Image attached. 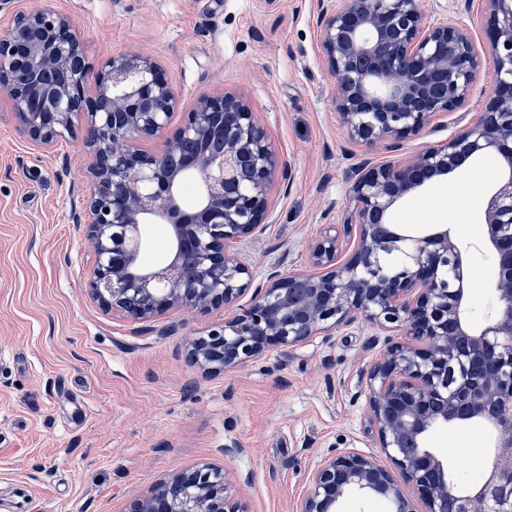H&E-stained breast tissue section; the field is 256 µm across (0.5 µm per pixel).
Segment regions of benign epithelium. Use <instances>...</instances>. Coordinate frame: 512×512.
<instances>
[{
  "label": "benign epithelium",
  "mask_w": 512,
  "mask_h": 512,
  "mask_svg": "<svg viewBox=\"0 0 512 512\" xmlns=\"http://www.w3.org/2000/svg\"><path fill=\"white\" fill-rule=\"evenodd\" d=\"M495 90L475 123L437 144L352 172L353 208L342 227L311 241L304 266L255 283L239 245L262 230L282 162L249 103L224 92L199 96L183 125L155 152L178 92L159 65L138 54L95 68L71 18L51 8L17 10L0 33V95L28 140L48 151L82 142L88 186L76 222L92 254V301L114 319L147 322L169 308L231 306L242 313L189 342L188 360L222 371L366 322L400 327L368 372L371 453L332 450L307 477L298 512H343L358 494L392 512H512V0H485ZM321 48L336 77V105L350 139L392 151L467 106L479 69L468 29L434 23L419 0H328ZM93 95H86L89 82ZM497 152L503 168L484 202L485 244L496 261V308L474 329L467 318V265L450 230L414 234L390 221L399 203L470 158ZM198 178L197 217L182 223L185 177ZM109 212H104V209ZM144 224L171 225L173 261L141 265ZM354 252L341 259L343 243ZM423 343L426 348L418 347ZM477 420L494 440L490 465L471 485L448 481V462L426 447L440 425ZM236 476L208 464L174 473L129 512H248Z\"/></svg>",
  "instance_id": "7a95c632"
}]
</instances>
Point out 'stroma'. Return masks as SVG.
Listing matches in <instances>:
<instances>
[{
  "mask_svg": "<svg viewBox=\"0 0 512 512\" xmlns=\"http://www.w3.org/2000/svg\"><path fill=\"white\" fill-rule=\"evenodd\" d=\"M69 13L89 59L141 53L179 91L177 130L203 92L247 100L289 180L268 198L261 232L246 239L255 279L299 268L307 244L347 213L356 164H381L383 148L348 140L336 79L320 45L321 0H26ZM432 20L466 25L482 58L466 107L476 119L494 94L483 0H420ZM79 141L33 150L0 96V512L17 488L30 512H127L175 472L210 464L237 473L249 512H296L310 470L333 446L368 451L367 370L382 358L377 328L355 324L260 360L205 372L186 356L228 309H170L150 322L116 321L85 285L90 262L72 220L87 186ZM502 170L497 154L473 157L398 207L396 224L451 225L467 252L468 313L483 325L495 308V266L481 212ZM427 443L459 475V451L491 435L477 423L433 430Z\"/></svg>",
  "mask_w": 512,
  "mask_h": 512,
  "instance_id": "obj_1",
  "label": "stroma"
}]
</instances>
